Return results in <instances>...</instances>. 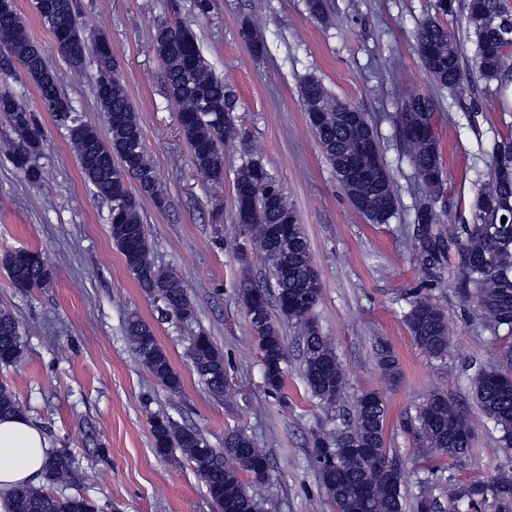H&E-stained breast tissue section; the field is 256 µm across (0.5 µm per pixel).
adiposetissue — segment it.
I'll return each instance as SVG.
<instances>
[{
  "mask_svg": "<svg viewBox=\"0 0 512 512\" xmlns=\"http://www.w3.org/2000/svg\"><path fill=\"white\" fill-rule=\"evenodd\" d=\"M50 450L47 436L26 415L0 417V512H13L14 488L43 484Z\"/></svg>",
  "mask_w": 512,
  "mask_h": 512,
  "instance_id": "adipose-tissue-1",
  "label": "adipose tissue"
}]
</instances>
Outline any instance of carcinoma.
I'll return each mask as SVG.
<instances>
[{"label":"carcinoma","instance_id":"cac0c4a2","mask_svg":"<svg viewBox=\"0 0 512 512\" xmlns=\"http://www.w3.org/2000/svg\"><path fill=\"white\" fill-rule=\"evenodd\" d=\"M37 9L49 25L70 68L82 70L88 59L96 65L95 96L107 115L108 135L74 121L69 129L85 179L98 197L111 203L112 242L123 256L147 295L159 301L167 314L179 319L194 317V306L180 276L160 268L152 255L140 210L144 196L157 205L164 203L156 172L144 144L135 106L118 74L112 44L97 32L89 34L77 20L74 0H44ZM468 22L476 40L477 68L485 79L512 73V43L503 41L499 28L485 22L488 15L505 16L512 11L503 0H469ZM453 11V0H436L435 15L417 28L416 48L427 73L439 85L463 92L470 82L460 64L456 36L440 22L439 15ZM154 48L164 66L168 93L179 105L180 133L188 144L194 166L213 184L224 182V141L240 138L233 112L234 101L224 80L212 73L190 26L180 21H163L155 28ZM24 73L54 112H70L62 97L56 74L47 66L40 48L25 33L14 0H0V81ZM305 111H327V119L312 125L318 143L332 168H338L358 146L363 136L377 146L374 125L366 113L357 126L351 122L348 105L335 102L322 83L308 78L300 85ZM417 97L404 95L397 114L402 137L415 173L438 193L443 169L434 130L421 127L419 112L408 110ZM0 116L12 136L6 152L12 164L31 182L41 179L36 164L42 131L33 112L11 94L0 92ZM512 167V136L495 142L491 173ZM135 183L137 189L129 188ZM349 198L357 197L356 210L374 224H385L395 208L392 177L382 161L342 184ZM234 192L243 199L237 218L250 229L261 251L278 255L275 265L278 317L270 314L266 291L242 278L237 290L244 302L263 365V379L270 393L279 395L288 366V348L281 334V321L294 323L303 344L301 375L313 396L334 404L345 384V370L331 339L323 334L313 311L322 287L302 225L288 204L278 182L259 162L242 166L234 180ZM512 175L495 179L477 195L470 219L461 224H442L441 214L432 209L416 214L419 224L417 261L428 285L448 282L466 300L473 302L483 330L496 336L512 332ZM506 222H501V219ZM12 286L20 291L44 288L52 281L48 261L38 251L20 249L0 259ZM406 325L418 345L431 357L448 352V322L430 300L415 297L406 313ZM126 336L141 363L170 392L181 391L179 374L159 344L151 324L137 315L127 319ZM25 354L22 326L7 308H0V364L11 366ZM189 355L206 390L224 396V354L213 339L202 333L193 337ZM376 361L390 381L400 374L399 360L384 341L376 345ZM473 394L483 416L503 432L506 460L493 476L481 472L456 481L451 470L461 468L473 447L474 429L467 414L448 394L437 390L414 416L402 419L404 429L414 434L423 457L432 463L427 477L419 481L415 512H438L439 500L429 493L433 484L448 487V500L462 502L468 509L492 498L496 512H512V344L499 351L498 364L478 368L472 377ZM386 397L366 390L355 400L353 423L336 437L316 434L312 439L320 484L336 512H403L402 486L406 468L401 457L386 447ZM21 405L9 387L0 384V415L19 414ZM155 454L168 458L174 451L192 464L204 482L219 512H266L264 503L249 492L252 484L272 477L273 464L265 449L256 446L243 430L224 434V448L212 447L198 430L182 426L167 415L150 418ZM76 461L66 448L48 459L45 485L19 488L14 495L15 512H100L97 502L77 494L58 497L53 488L75 480Z\"/></svg>","mask_w":512,"mask_h":512}]
</instances>
